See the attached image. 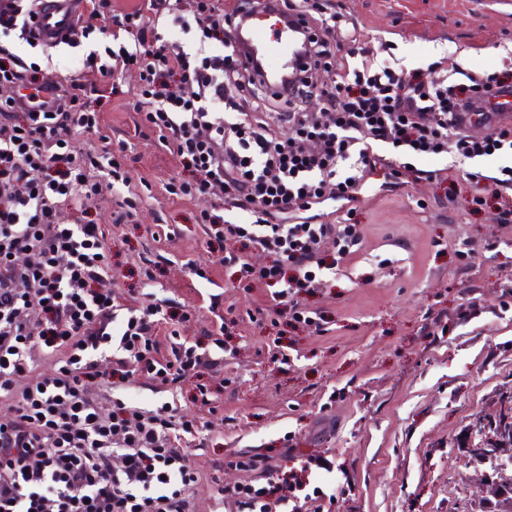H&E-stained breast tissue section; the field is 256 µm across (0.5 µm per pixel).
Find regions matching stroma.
I'll return each mask as SVG.
<instances>
[{
    "instance_id": "1",
    "label": "stroma",
    "mask_w": 512,
    "mask_h": 512,
    "mask_svg": "<svg viewBox=\"0 0 512 512\" xmlns=\"http://www.w3.org/2000/svg\"><path fill=\"white\" fill-rule=\"evenodd\" d=\"M359 31V44L375 59L439 78L440 58L467 53V70L490 73L512 62V0H343ZM79 47L48 51L15 43L25 61L67 81L87 79L86 55L111 45V15ZM94 107L98 131L74 138L84 153L101 136L127 141L124 171L141 203L135 223L114 227L111 197L89 200L88 216L112 240L111 283L115 303L138 307L136 257L161 263L155 294L174 311L192 316L178 324L183 341H203L205 330L225 318L222 370L192 377L160 391L137 374L123 387L139 406L174 401L180 414L204 423L208 433L190 444L191 463L224 486L240 471L225 467L230 455H282L283 466L309 455L334 458L333 473L313 471L312 485H336L345 512H496L491 484L512 480L506 453L502 469L477 455L493 443L477 433L478 419L512 413V224L496 209H474L467 171L497 175L507 165L492 157L453 166L449 157L416 165L431 171L392 188L369 179L352 215L362 225L363 253L307 303L323 315L328 332L303 323L259 321L257 310L272 304L269 289L234 287L224 269V250L212 243L193 216L215 198L187 202L169 198L165 184L183 176L171 145L140 127L134 103L141 97L136 70L100 80ZM452 168L448 183L434 171ZM174 229V240L156 241L157 225ZM471 257H461V248ZM478 311L467 314L470 302ZM446 311L443 333L422 331L426 311ZM290 363H282V354ZM208 396H200L197 383ZM291 455H284L285 444Z\"/></svg>"
}]
</instances>
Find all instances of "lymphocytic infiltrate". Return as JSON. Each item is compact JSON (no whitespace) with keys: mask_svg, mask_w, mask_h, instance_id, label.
Returning a JSON list of instances; mask_svg holds the SVG:
<instances>
[{"mask_svg":"<svg viewBox=\"0 0 512 512\" xmlns=\"http://www.w3.org/2000/svg\"><path fill=\"white\" fill-rule=\"evenodd\" d=\"M285 6L301 17L307 43L284 96L258 87L233 54L224 0H192L186 13L175 0H140L114 14L106 61L91 54L85 65L104 78L138 70L134 110L172 143L186 174L166 192L215 195L197 221L225 244L238 284H266L272 315L312 325L303 297L359 254L364 235L349 217L371 175L398 186L414 157L449 153L462 164L512 155V123L488 109L494 93L512 90V71L428 83L365 48L336 57L331 43L357 40L340 0ZM34 11L35 0H0V512H197L202 493L236 512H302L311 470L333 471V461L309 457L285 470L273 457L243 455L230 466L244 482L216 487L185 452L197 421L167 402L148 409L120 397L134 374L166 387L222 361L214 349L178 341L177 315L161 301L114 305L104 286L108 235L91 220L60 221L63 210L110 192L120 196L114 225L127 224L135 197L110 148L81 157L70 149L75 135L98 128L88 104L97 84L59 87L10 50L14 40L36 46ZM164 16L195 36L194 52L169 48L158 31ZM179 83L194 86L191 98L174 95ZM315 93L324 106L306 111ZM476 125L483 137L468 135ZM468 178L474 203L496 204L500 222L511 224L512 166ZM251 248L269 263L249 262ZM43 359L52 372L40 369Z\"/></svg>","mask_w":512,"mask_h":512,"instance_id":"lymphocytic-infiltrate-1","label":"lymphocytic infiltrate"}]
</instances>
